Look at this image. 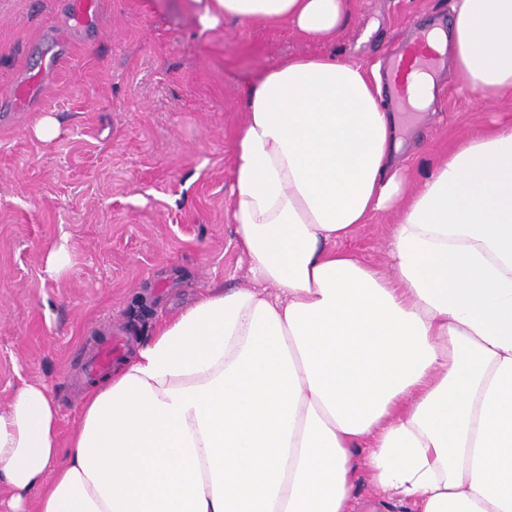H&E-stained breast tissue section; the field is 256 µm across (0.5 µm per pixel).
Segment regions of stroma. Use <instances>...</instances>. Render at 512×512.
I'll list each match as a JSON object with an SVG mask.
<instances>
[{"label":"stroma","instance_id":"35a3bbf8","mask_svg":"<svg viewBox=\"0 0 512 512\" xmlns=\"http://www.w3.org/2000/svg\"><path fill=\"white\" fill-rule=\"evenodd\" d=\"M70 0H0V87L66 58L34 111L0 104V409L15 388L45 382L62 435L78 421L88 349L109 336L134 352L157 323L209 288L246 286L234 239L231 157L245 91L291 54L334 52L383 64L448 0H351L327 43L286 24L227 22L201 32L194 0H98L79 26ZM415 111L384 93L416 188L436 158L512 102L463 89L452 68ZM58 121L49 141L41 117ZM393 219L372 216L344 249L385 268ZM67 241L60 278L46 255Z\"/></svg>","mask_w":512,"mask_h":512}]
</instances>
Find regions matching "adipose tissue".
<instances>
[{"label": "adipose tissue", "instance_id": "1", "mask_svg": "<svg viewBox=\"0 0 512 512\" xmlns=\"http://www.w3.org/2000/svg\"><path fill=\"white\" fill-rule=\"evenodd\" d=\"M200 2L202 31L317 42L350 10ZM427 36L464 88L512 96V0H451ZM246 104L231 219L251 285L163 320L85 392L69 440L47 386H19L0 411L10 512H512V122L411 193L377 66L291 55ZM390 210L387 275L340 244Z\"/></svg>", "mask_w": 512, "mask_h": 512}]
</instances>
